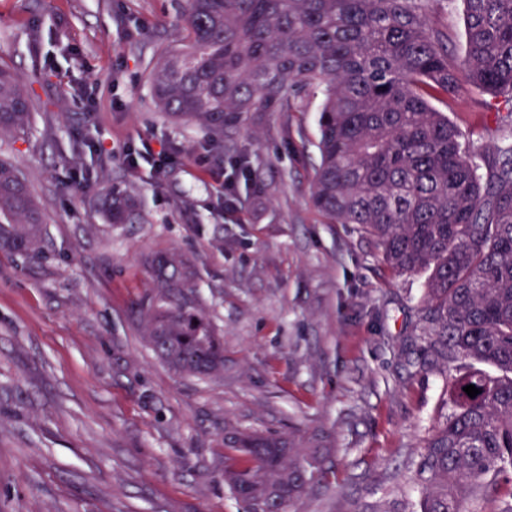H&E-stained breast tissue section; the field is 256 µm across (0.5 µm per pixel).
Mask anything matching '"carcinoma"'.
Segmentation results:
<instances>
[{
  "instance_id": "cac0c4a2",
  "label": "carcinoma",
  "mask_w": 512,
  "mask_h": 512,
  "mask_svg": "<svg viewBox=\"0 0 512 512\" xmlns=\"http://www.w3.org/2000/svg\"><path fill=\"white\" fill-rule=\"evenodd\" d=\"M420 0H186L181 45L150 71L157 109L224 144L248 119L294 111L289 93L322 90L314 206L356 224L398 275H426L418 310L425 350L448 372V415L415 464V512H468L491 491L512 512V143L487 177L462 132L430 100L457 90L444 36ZM464 72L476 89L512 102V0H463ZM31 94L0 67V135L29 124ZM134 198L115 186L110 224H137ZM41 210L27 179L0 157V248L41 254ZM155 289L140 301L143 336L176 373L224 371V345L195 290L194 263L146 259ZM481 393L471 398L463 387ZM224 482L246 512H288L319 447L303 457L286 438L224 434Z\"/></svg>"
}]
</instances>
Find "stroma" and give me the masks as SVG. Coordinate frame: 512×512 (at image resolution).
I'll return each instance as SVG.
<instances>
[{"label":"stroma","instance_id":"35a3bbf8","mask_svg":"<svg viewBox=\"0 0 512 512\" xmlns=\"http://www.w3.org/2000/svg\"><path fill=\"white\" fill-rule=\"evenodd\" d=\"M184 0H0V66L31 89L27 134L0 156L31 185L47 229L33 261L0 251V512H244L224 485L225 432L300 448L328 437L331 472L292 512H413L410 466L448 413L427 363L424 275H395L353 224L311 202L320 90L236 130L223 158L152 98L148 63L177 48ZM427 26L465 55L462 0H422ZM479 174L512 129V105L461 83L435 100ZM169 148L121 154L142 139ZM139 224L106 223L113 179ZM199 269L224 371L176 374L134 312L147 256Z\"/></svg>","mask_w":512,"mask_h":512}]
</instances>
